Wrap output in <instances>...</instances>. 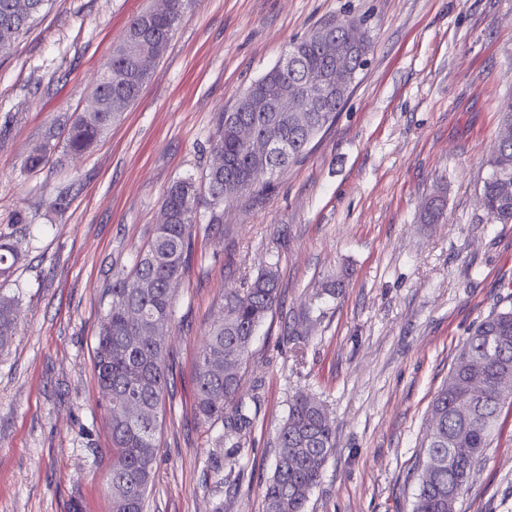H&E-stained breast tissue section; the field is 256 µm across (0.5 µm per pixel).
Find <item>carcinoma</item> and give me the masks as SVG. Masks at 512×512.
<instances>
[{"label":"carcinoma","mask_w":512,"mask_h":512,"mask_svg":"<svg viewBox=\"0 0 512 512\" xmlns=\"http://www.w3.org/2000/svg\"><path fill=\"white\" fill-rule=\"evenodd\" d=\"M53 0H0V48L11 46L25 27ZM189 0H155L132 18L124 41L112 53V78L101 76L95 105L80 112L65 140L70 154H81L107 134L138 99L149 75L140 58L158 59L166 50ZM370 51L369 39L357 41L352 30L332 21L289 45L292 65H274L222 113L210 144L207 194L198 193L190 178L173 182L161 209L167 220L157 225L151 243L139 253L133 269L112 274L110 301L96 336L94 367L106 399L112 432V512H144L159 452L157 440L165 395L170 385L166 332L171 323L173 286L189 268L200 207L211 209V224L220 223L216 209L227 199L260 193L269 167L279 172L301 157L312 140L336 120L351 89L336 79V59L359 72ZM326 76V89L315 108L304 86L309 73ZM256 98L293 101L295 112H257ZM502 134L486 160L482 205L497 224L512 223V100L500 110ZM255 138L288 140V155L260 156L249 150L243 129ZM50 144L25 158L30 171L43 168ZM21 244L0 236V277L8 278L24 261ZM278 303L276 274L265 271L247 287L224 294V319L213 324L195 364L196 411L199 419L224 421L229 434L249 424L236 401L253 337ZM17 332L15 298L0 295V349ZM512 307L496 309L480 321L461 346L447 382L430 409L422 457L414 464L419 486L412 512H458L468 484L467 473L483 458L497 419L512 391ZM336 447L325 405L298 394L277 434L273 475L265 487L266 512H305L309 494Z\"/></svg>","instance_id":"1"}]
</instances>
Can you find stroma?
<instances>
[{"mask_svg":"<svg viewBox=\"0 0 512 512\" xmlns=\"http://www.w3.org/2000/svg\"><path fill=\"white\" fill-rule=\"evenodd\" d=\"M153 0H56L0 51V235L25 260L0 280L17 333L0 352V512H112V439L93 349L113 272L131 270L175 180L204 188L222 112L322 23L362 21L368 64L305 155L210 224L177 282L146 512H265L288 400H323L336 447L307 512H412L432 401L474 326L512 305V224L481 193L512 97V0H192L139 100L87 152L64 150L129 20ZM52 142L45 167L29 151ZM442 194L444 217L418 221ZM66 197L64 213L52 205ZM25 224L11 223L14 211ZM276 267L237 398L250 422L195 410V362L224 293ZM347 273L343 292L323 294ZM459 512H512V405Z\"/></svg>","mask_w":512,"mask_h":512,"instance_id":"stroma-1","label":"stroma"}]
</instances>
